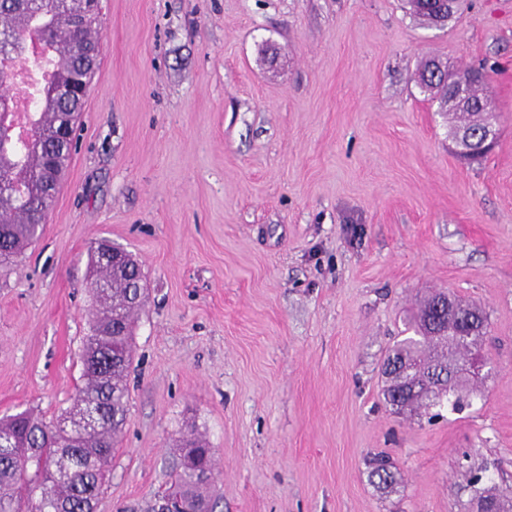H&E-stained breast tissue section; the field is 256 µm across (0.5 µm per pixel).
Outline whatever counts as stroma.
I'll use <instances>...</instances> for the list:
<instances>
[{
	"mask_svg": "<svg viewBox=\"0 0 512 512\" xmlns=\"http://www.w3.org/2000/svg\"><path fill=\"white\" fill-rule=\"evenodd\" d=\"M101 3L74 162L0 276V418L55 419L81 387L106 240L148 298L96 512H145L191 430L215 512H467L477 468L512 500V0L442 29L402 0ZM425 59L486 67L482 161L456 155ZM434 291L483 310L490 366L462 412L397 416L381 364Z\"/></svg>",
	"mask_w": 512,
	"mask_h": 512,
	"instance_id": "35a3bbf8",
	"label": "stroma"
}]
</instances>
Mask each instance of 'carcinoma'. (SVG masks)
Instances as JSON below:
<instances>
[{"instance_id": "carcinoma-1", "label": "carcinoma", "mask_w": 512, "mask_h": 512, "mask_svg": "<svg viewBox=\"0 0 512 512\" xmlns=\"http://www.w3.org/2000/svg\"><path fill=\"white\" fill-rule=\"evenodd\" d=\"M409 13L436 27L452 21L458 9L450 0H405ZM101 2L86 22L74 21V0H0V52L23 50L40 41L53 49L58 70L49 83L55 86L53 102L40 104L41 117L30 123L27 142L19 144L8 134L6 116L0 115V270L16 266L34 243L55 201L54 186L65 173V162L75 148L74 140L52 154L57 129L77 111L84 100L70 96L66 88L78 58L72 46L84 45L98 53ZM420 87L431 98L447 102L448 69L433 60L422 63ZM466 81L457 103L462 115L448 125L452 135L470 133L481 138L485 122L479 74L472 69L459 73ZM91 280L97 308L90 334L82 341L83 385L62 420L88 409L98 415L97 428L84 434L49 429L52 422L29 412L0 419V434L10 439L8 454L0 455V512H94L118 438L128 422L126 379L133 364L131 341L134 316L145 305L147 293L136 298L135 286L145 276L131 254L104 260L90 257ZM454 304L466 318L486 321L483 313L445 292L435 293L420 305L414 324L422 340L406 338L386 356L383 400L395 413L429 409L454 396L452 408L467 402L469 390L459 373L470 356L481 351L485 332L448 314ZM175 455L179 463L166 492H176L189 505L214 512L209 485L214 479L212 449L191 433L183 437ZM371 476L387 485L394 479L393 463L379 455L370 462ZM482 477L470 482L472 512H507Z\"/></svg>"}]
</instances>
